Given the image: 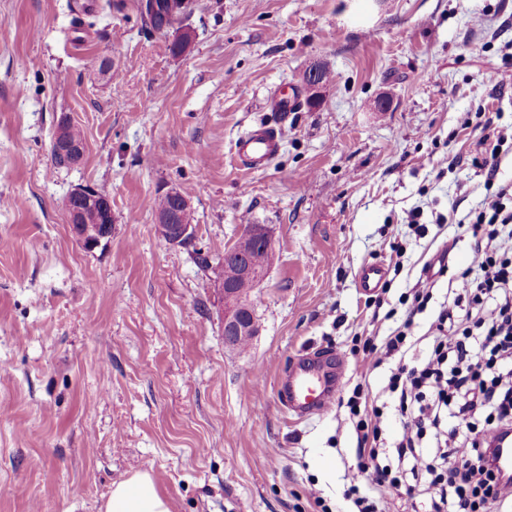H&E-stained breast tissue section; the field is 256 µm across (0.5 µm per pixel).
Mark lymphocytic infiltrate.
Wrapping results in <instances>:
<instances>
[{
    "instance_id": "f902f5d3",
    "label": "lymphocytic infiltrate",
    "mask_w": 512,
    "mask_h": 512,
    "mask_svg": "<svg viewBox=\"0 0 512 512\" xmlns=\"http://www.w3.org/2000/svg\"><path fill=\"white\" fill-rule=\"evenodd\" d=\"M472 260L454 280L452 305L432 324V349L416 364L404 356L412 318L431 298L433 277L419 280L408 317L382 344L366 340L376 362L395 359L386 386L402 425L398 457L412 473L431 475V512H512V475L494 464L495 434L512 430V184L487 190L469 224ZM358 442L357 464L346 475L356 512H385L397 478L377 462L381 412L362 386L347 401ZM434 429L436 452L420 450Z\"/></svg>"
}]
</instances>
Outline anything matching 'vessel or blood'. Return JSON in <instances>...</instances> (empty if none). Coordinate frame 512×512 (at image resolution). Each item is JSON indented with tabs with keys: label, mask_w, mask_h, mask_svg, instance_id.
<instances>
[{
	"label": "vessel or blood",
	"mask_w": 512,
	"mask_h": 512,
	"mask_svg": "<svg viewBox=\"0 0 512 512\" xmlns=\"http://www.w3.org/2000/svg\"><path fill=\"white\" fill-rule=\"evenodd\" d=\"M278 151L277 133L264 126L250 130L236 143V157L248 171L264 168ZM358 278L361 290L371 294L381 288L385 270L377 264L366 265L360 269ZM344 374V363L335 357H307L299 361L280 385L289 412L302 418L326 413L336 402ZM494 445L497 468L501 473L512 474V433L499 436Z\"/></svg>",
	"instance_id": "b4317fda"
}]
</instances>
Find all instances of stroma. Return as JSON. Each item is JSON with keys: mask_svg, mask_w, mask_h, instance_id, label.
<instances>
[{"mask_svg": "<svg viewBox=\"0 0 512 512\" xmlns=\"http://www.w3.org/2000/svg\"><path fill=\"white\" fill-rule=\"evenodd\" d=\"M137 4L0 0V512H101L144 468L171 512H351L344 401L359 383L380 391L393 365L357 345L402 325L400 298L442 257L412 327L415 359L431 350L422 336L474 242L457 224L486 193L473 126L512 125V0H193L162 35ZM315 64L329 79L313 95L301 77ZM281 90L297 111L270 110ZM64 116L85 153L58 168ZM259 125L280 149L246 172L235 143ZM78 186L112 202V236L91 250L65 206ZM172 187L190 198L193 245L156 232ZM414 208L419 233L403 222ZM245 224L270 229L276 259L238 351L195 256L218 263ZM372 263L388 319L358 285ZM308 350L346 372L339 405L300 419L279 382ZM398 468L390 512H429L410 461Z\"/></svg>", "mask_w": 512, "mask_h": 512, "instance_id": "35a3bbf8", "label": "stroma"}]
</instances>
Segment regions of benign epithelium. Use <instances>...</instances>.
I'll return each instance as SVG.
<instances>
[{
  "mask_svg": "<svg viewBox=\"0 0 512 512\" xmlns=\"http://www.w3.org/2000/svg\"><path fill=\"white\" fill-rule=\"evenodd\" d=\"M55 153L67 164H79L85 153V144H71L59 141L55 143ZM90 189L76 187L69 194L66 209L72 228L88 223L82 203L88 197ZM158 234L169 244L181 246L190 244L195 238V225L175 224L172 219L155 214ZM238 240H258L273 245L271 231L261 225L246 224L242 227ZM267 273V268L260 264H246L242 271L243 285L239 288L224 282L220 276L214 280L215 288L224 299V342L234 348L236 340L241 336H255L258 333L255 316L251 311V294L260 286Z\"/></svg>",
  "mask_w": 512,
  "mask_h": 512,
  "instance_id": "obj_1",
  "label": "benign epithelium"
}]
</instances>
